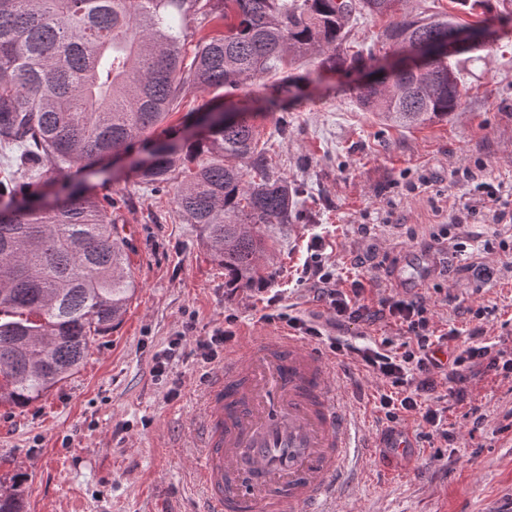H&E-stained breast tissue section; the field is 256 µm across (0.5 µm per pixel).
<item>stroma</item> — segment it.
<instances>
[{"instance_id":"obj_1","label":"stroma","mask_w":512,"mask_h":512,"mask_svg":"<svg viewBox=\"0 0 512 512\" xmlns=\"http://www.w3.org/2000/svg\"><path fill=\"white\" fill-rule=\"evenodd\" d=\"M381 29L369 16L354 23L357 41L374 49L364 67L322 73L317 59L294 63L284 111L255 121L271 173L297 192L290 223L263 229L266 285L281 289L296 312L330 319L302 273L318 237L340 287L377 277L387 293H421L437 325L462 331L485 310L490 338L512 349V267L502 265L499 248L512 225L448 222L480 183L512 192V16H497L493 38L459 60L458 111L413 128L390 126L355 99V87L390 53L377 45ZM226 97L256 109L263 94L252 86L190 94L165 126L185 132L203 101ZM423 177L429 187L420 186ZM45 180L50 194L82 182L112 197V218L132 243L138 288L121 323L95 338L78 372L25 407L0 405V481L23 476L27 512H197L194 424L214 369L197 344L228 313L238 317L237 335L272 331L260 319L265 295L225 287L198 226L179 217L173 189L150 190L130 158L97 174L51 169ZM385 217L390 225H382ZM443 229L447 240L432 243ZM414 260L432 269L420 289L396 279ZM181 331L184 356L155 376L156 356ZM332 333L358 347L405 339L386 319L348 321ZM470 371L469 404H448L454 447L428 438L414 420L401 422L413 449L405 456L383 449L370 466L374 478L352 470L340 512H512V376L478 364ZM175 384L180 395L172 399ZM472 404L482 409L481 425L468 414Z\"/></svg>"}]
</instances>
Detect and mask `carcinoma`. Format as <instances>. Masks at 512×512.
<instances>
[{
  "label": "carcinoma",
  "instance_id": "carcinoma-1",
  "mask_svg": "<svg viewBox=\"0 0 512 512\" xmlns=\"http://www.w3.org/2000/svg\"><path fill=\"white\" fill-rule=\"evenodd\" d=\"M403 0H0V405L45 396L83 363L93 338L123 319L137 282L130 243L112 220V198L78 183L46 199L44 174L106 166L139 142L140 178L176 180L174 201L197 224L224 286L265 282L264 224L288 223L295 200L268 170L250 109L211 113L190 143L152 134L190 92L263 84L265 110L292 92L286 64L303 57L342 69L373 57L352 40L351 18H388L382 43L416 54L448 41V13L396 16ZM506 0H453L493 12ZM224 24L197 36V16ZM193 44L191 64L184 63ZM417 72L385 73L360 86L359 105L398 127L456 111L462 86L453 57L418 58ZM455 86L448 91V73ZM246 162L250 172L240 163ZM0 512H24L21 481L0 482Z\"/></svg>",
  "mask_w": 512,
  "mask_h": 512
}]
</instances>
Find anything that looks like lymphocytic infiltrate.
Listing matches in <instances>:
<instances>
[{"mask_svg":"<svg viewBox=\"0 0 512 512\" xmlns=\"http://www.w3.org/2000/svg\"><path fill=\"white\" fill-rule=\"evenodd\" d=\"M321 249V242L313 243L304 268L307 279L313 283L316 301L325 303L335 320L373 321L387 317L407 336L397 347L384 340L357 352L365 369L387 386L386 392L379 395V408L386 421L397 423L410 416L420 418L422 425L428 426L430 436L453 445L454 436L445 425L443 409L426 404V396L442 388L447 396L464 402L469 395L470 378L463 373V364L482 362L488 369L512 373V354L488 345L483 323H475L463 335L453 328L438 329L422 297L381 293L376 305H369L362 281L356 279L349 287H337L335 270L325 266ZM262 319L268 323H285L300 336L321 341L334 354L342 355L349 349L347 343L326 335L317 325L294 314L291 306L284 304L281 294L267 298ZM448 346L456 350L453 367L439 378L435 372L441 364L435 355Z\"/></svg>","mask_w":512,"mask_h":512,"instance_id":"obj_1","label":"lymphocytic infiltrate"}]
</instances>
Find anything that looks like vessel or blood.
Segmentation results:
<instances>
[{
  "label": "vessel or blood",
  "instance_id": "vessel-or-blood-1",
  "mask_svg": "<svg viewBox=\"0 0 512 512\" xmlns=\"http://www.w3.org/2000/svg\"><path fill=\"white\" fill-rule=\"evenodd\" d=\"M335 358L293 332L245 337L209 379L194 471L200 512H338L357 439Z\"/></svg>",
  "mask_w": 512,
  "mask_h": 512
}]
</instances>
